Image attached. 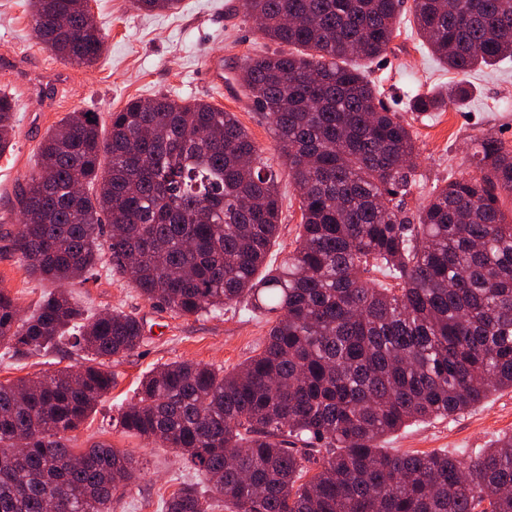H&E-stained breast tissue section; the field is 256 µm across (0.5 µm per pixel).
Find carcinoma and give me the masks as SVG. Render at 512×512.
Listing matches in <instances>:
<instances>
[{"mask_svg": "<svg viewBox=\"0 0 512 512\" xmlns=\"http://www.w3.org/2000/svg\"><path fill=\"white\" fill-rule=\"evenodd\" d=\"M179 0H136L171 11ZM270 41L244 94L268 118L300 191L288 259L278 176L236 115L159 94L109 113L74 110L49 129L19 186L21 266L51 283L134 272L146 300L185 316L226 306L274 315L261 351L224 374L192 361L149 372L121 409L123 432L174 448L209 485L186 483L163 512H512V435L486 448L393 453L382 438L512 389V149L480 142L479 174L420 186L409 125L355 65L388 49L402 0H241ZM417 33L447 67L512 58V0H413ZM47 49L78 66L103 48L82 0H30ZM465 89L418 93L412 109L457 105ZM16 116L0 95V155ZM112 234L102 238L104 225ZM374 268L388 287L365 277ZM77 369L0 383V512H112L137 462L105 443L76 453V430L112 390L105 360L139 349L140 319L88 314L65 291L26 317L0 289V347L35 353L63 340ZM302 448H297V445Z\"/></svg>", "mask_w": 512, "mask_h": 512, "instance_id": "carcinoma-1", "label": "carcinoma"}]
</instances>
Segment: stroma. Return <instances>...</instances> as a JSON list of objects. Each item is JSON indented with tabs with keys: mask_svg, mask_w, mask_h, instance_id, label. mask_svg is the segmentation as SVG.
<instances>
[{
	"mask_svg": "<svg viewBox=\"0 0 512 512\" xmlns=\"http://www.w3.org/2000/svg\"><path fill=\"white\" fill-rule=\"evenodd\" d=\"M227 0H181L178 10L148 12L134 0H92L91 13L104 37L103 53L90 67L67 63L33 35L27 0H0V89H7L18 118L14 146L0 156V288L10 292L21 314H29L54 284L29 275L19 264L13 240L19 230L15 193L32 171L46 132L68 112H94L100 119L134 98L166 94L201 99L235 113L278 176L279 237L267 263L276 267L295 247L301 223L300 193L282 163L269 121L243 95L239 74L248 58L273 51L254 22L228 16ZM366 69L382 91L385 106L408 122L422 184L405 199L416 217L433 187L476 174L479 143L495 138L512 144V60L469 73L440 64L416 31L410 7H403L386 54ZM464 85L463 104L428 115L414 112L418 93ZM67 291L92 312L118 310L139 318L144 344L111 363L114 384L78 430L74 449L106 442L132 455L138 479L113 502L112 512H162L161 499L181 483H203L202 472L171 448L154 447L124 434L116 423L120 406L136 398L140 379L155 367L192 360L231 371L259 353L267 332L265 315L241 309L183 316L142 298L129 276L101 272L72 281ZM77 349L17 355L0 347V382L48 375L80 365ZM512 433V390L494 392L478 406L446 419H433L390 434L382 446L401 453L483 448Z\"/></svg>",
	"mask_w": 512,
	"mask_h": 512,
	"instance_id": "1",
	"label": "stroma"
}]
</instances>
